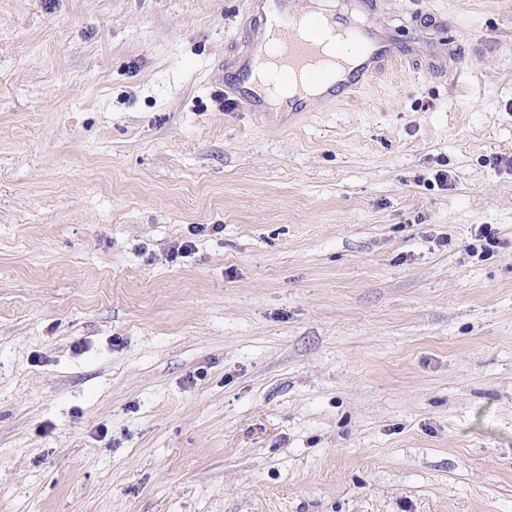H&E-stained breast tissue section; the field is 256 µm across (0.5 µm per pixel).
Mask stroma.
Here are the masks:
<instances>
[{"label": "stroma", "mask_w": 512, "mask_h": 512, "mask_svg": "<svg viewBox=\"0 0 512 512\" xmlns=\"http://www.w3.org/2000/svg\"><path fill=\"white\" fill-rule=\"evenodd\" d=\"M319 4L250 112L253 0H0V512H512V0ZM260 5L273 4L276 7V25L272 34L266 35L264 23L266 13L255 16L261 22L263 39L253 45V51L273 57H285L294 69H308L310 78L327 85V100L336 99L341 92L347 91L367 79L385 71L400 55L379 40L376 32L368 27L357 25L348 14L320 11L309 16L311 0H256ZM261 18V19H260ZM312 29L324 36L347 38L357 44L361 62L340 79L339 71L322 64L321 43L310 33ZM252 62L254 76L259 85L252 83L251 89L263 96L270 112H286V100L291 96L292 78H281L278 75L279 64L275 62L262 60L258 56L254 57Z\"/></svg>", "instance_id": "1"}]
</instances>
